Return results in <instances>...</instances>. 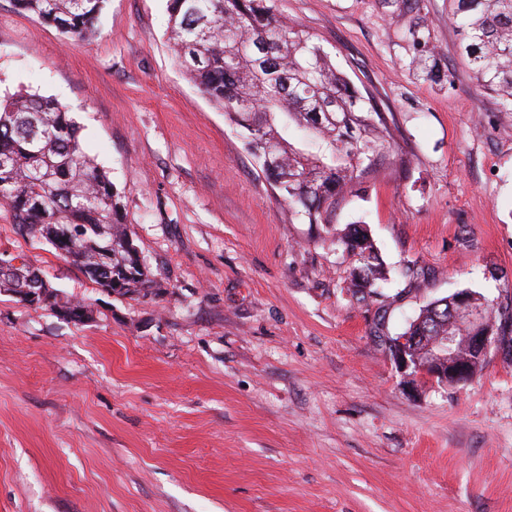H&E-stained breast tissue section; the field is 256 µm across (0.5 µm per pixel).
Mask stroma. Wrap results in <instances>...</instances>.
Here are the masks:
<instances>
[{
  "label": "stroma",
  "mask_w": 512,
  "mask_h": 512,
  "mask_svg": "<svg viewBox=\"0 0 512 512\" xmlns=\"http://www.w3.org/2000/svg\"><path fill=\"white\" fill-rule=\"evenodd\" d=\"M276 5L384 115L389 145L332 220L371 230L386 333L462 289L512 308V112L476 88L448 0ZM168 19L166 0H107L77 40L0 0V98L64 107L164 287L107 296L0 209V253L94 309L0 293V512H512V357L406 387L346 292L350 257L279 199ZM427 47L447 80L413 71Z\"/></svg>",
  "instance_id": "stroma-1"
}]
</instances>
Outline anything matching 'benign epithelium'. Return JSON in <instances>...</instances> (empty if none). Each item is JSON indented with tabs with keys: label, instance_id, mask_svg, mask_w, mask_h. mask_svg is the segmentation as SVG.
Instances as JSON below:
<instances>
[{
	"label": "benign epithelium",
	"instance_id": "7a95c632",
	"mask_svg": "<svg viewBox=\"0 0 512 512\" xmlns=\"http://www.w3.org/2000/svg\"><path fill=\"white\" fill-rule=\"evenodd\" d=\"M10 294L24 304H50L54 300L55 292L49 288H14ZM486 306V299L472 291L462 290L454 293L450 313L464 317L469 322L468 335L463 337V345L467 352L465 357L459 356L448 346L442 353L431 354L429 361L423 364L413 352L419 337L400 338L396 367L407 382H413L415 376L420 374L431 376L443 384L471 383L474 379L472 362L489 357L490 352L499 346L501 339L498 326L485 318L483 309Z\"/></svg>",
	"mask_w": 512,
	"mask_h": 512
}]
</instances>
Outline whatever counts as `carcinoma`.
Masks as SVG:
<instances>
[{"mask_svg":"<svg viewBox=\"0 0 512 512\" xmlns=\"http://www.w3.org/2000/svg\"><path fill=\"white\" fill-rule=\"evenodd\" d=\"M14 2L85 39L105 0ZM167 11L178 63L224 110L279 197L322 227V241L354 257L351 297L364 304L379 295L387 272L366 225L340 229L329 220L338 198L385 148L373 98L351 87L321 45L284 20L275 0H167ZM448 19L462 35L478 89L501 95L504 111L512 112V0H448ZM415 69L425 80L439 78L431 55H420ZM0 207L20 232L51 245L98 287L122 297L162 292L122 222L121 193L57 101L0 99ZM39 276L20 262L0 278V289ZM448 306L446 297L422 306L402 335L424 336L428 346L461 335L463 321L451 319Z\"/></svg>","mask_w":512,"mask_h":512,"instance_id":"carcinoma-1","label":"carcinoma"}]
</instances>
